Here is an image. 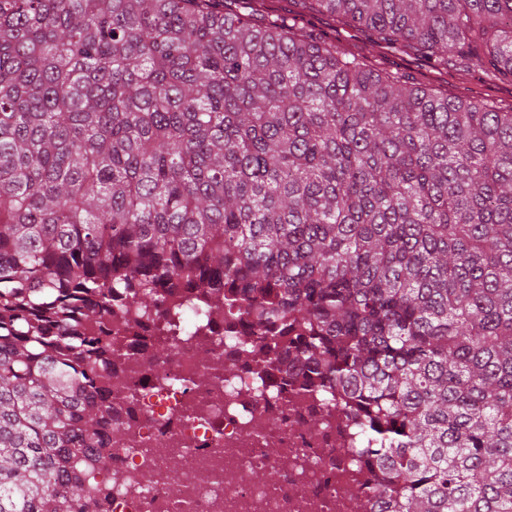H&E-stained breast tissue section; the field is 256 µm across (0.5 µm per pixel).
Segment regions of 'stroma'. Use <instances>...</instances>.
<instances>
[{"label":"stroma","mask_w":512,"mask_h":512,"mask_svg":"<svg viewBox=\"0 0 512 512\" xmlns=\"http://www.w3.org/2000/svg\"><path fill=\"white\" fill-rule=\"evenodd\" d=\"M288 16L297 28L317 42H333L365 58L368 64L390 74H408L424 85L459 98H475L497 108L512 107V77L490 78L485 68L463 57L449 59L447 67L436 66L415 47L384 50L373 36L355 23L342 24L313 12L298 0H271L267 10L253 12L252 24L264 26L271 19Z\"/></svg>","instance_id":"stroma-1"}]
</instances>
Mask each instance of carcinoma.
I'll return each instance as SVG.
<instances>
[{
	"instance_id": "1",
	"label": "carcinoma",
	"mask_w": 512,
	"mask_h": 512,
	"mask_svg": "<svg viewBox=\"0 0 512 512\" xmlns=\"http://www.w3.org/2000/svg\"><path fill=\"white\" fill-rule=\"evenodd\" d=\"M512 76V0H309ZM224 295L353 401L385 512H512V109L224 0H0V512H107L112 316Z\"/></svg>"
}]
</instances>
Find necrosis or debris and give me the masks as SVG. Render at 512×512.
<instances>
[{
    "label": "necrosis or debris",
    "instance_id": "necrosis-or-debris-1",
    "mask_svg": "<svg viewBox=\"0 0 512 512\" xmlns=\"http://www.w3.org/2000/svg\"><path fill=\"white\" fill-rule=\"evenodd\" d=\"M250 333L208 294L175 289L159 309L114 316L110 512H380L377 469L359 459L350 401L284 385L283 367L241 362ZM159 345L156 359L147 351ZM258 470L277 472L264 485Z\"/></svg>",
    "mask_w": 512,
    "mask_h": 512
}]
</instances>
